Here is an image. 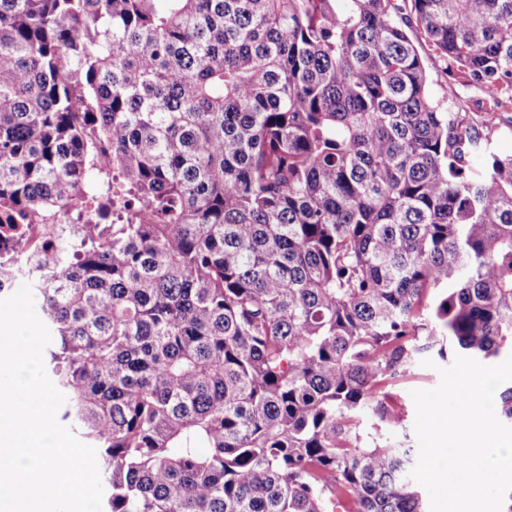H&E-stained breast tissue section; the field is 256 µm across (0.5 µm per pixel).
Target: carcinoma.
<instances>
[{
    "label": "carcinoma",
    "instance_id": "1",
    "mask_svg": "<svg viewBox=\"0 0 512 512\" xmlns=\"http://www.w3.org/2000/svg\"><path fill=\"white\" fill-rule=\"evenodd\" d=\"M413 26L512 99V0H0V296L103 512H422L392 389L512 354V155ZM441 63L432 61L429 90L436 101L444 102L450 108V112H459L467 121L475 123L488 134L492 141L493 149L501 155H512V105L509 101L495 106L493 124H484L486 113L493 108V103L486 101L484 95L476 88H466L448 77L442 72ZM434 67H437L434 69ZM511 128V130H510Z\"/></svg>",
    "mask_w": 512,
    "mask_h": 512
}]
</instances>
